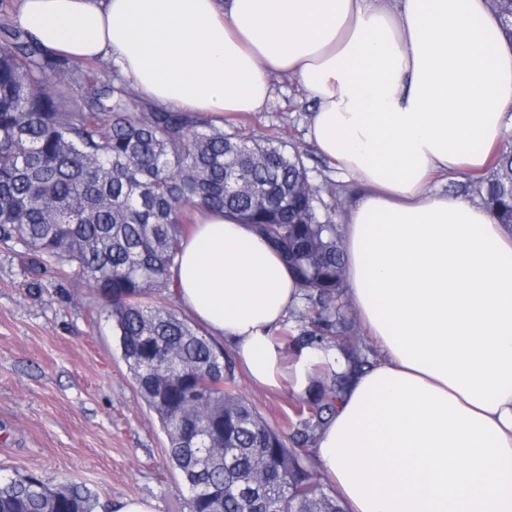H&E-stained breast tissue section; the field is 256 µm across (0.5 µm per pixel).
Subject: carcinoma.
<instances>
[{
    "mask_svg": "<svg viewBox=\"0 0 512 512\" xmlns=\"http://www.w3.org/2000/svg\"><path fill=\"white\" fill-rule=\"evenodd\" d=\"M512 39V0H492ZM80 86L66 97L56 80ZM307 154L274 138L228 133L211 115L174 112L139 97L94 61L48 53L0 16V244L23 271L54 265L96 292L137 392L169 442L189 512H344L309 462L318 432L351 377L376 352L352 320L331 206ZM267 203L224 182L227 165ZM461 192L512 225V152ZM226 210L280 252L303 292L285 329L289 346L344 350L294 408L291 436L235 393L224 351L168 305L171 269L199 208ZM0 512H94L91 492L36 474L0 479Z\"/></svg>",
    "mask_w": 512,
    "mask_h": 512,
    "instance_id": "cac0c4a2",
    "label": "carcinoma"
}]
</instances>
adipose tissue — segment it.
Listing matches in <instances>:
<instances>
[{
  "instance_id": "adipose-tissue-1",
  "label": "adipose tissue",
  "mask_w": 512,
  "mask_h": 512,
  "mask_svg": "<svg viewBox=\"0 0 512 512\" xmlns=\"http://www.w3.org/2000/svg\"><path fill=\"white\" fill-rule=\"evenodd\" d=\"M50 51L101 58L162 108L263 111L272 76L313 102L308 138L350 189L347 297L378 356L320 432L345 512H512V226L440 188L486 169L512 121V42L485 0H21ZM175 302L252 380L306 394L273 333L300 302L269 244L196 214Z\"/></svg>"
}]
</instances>
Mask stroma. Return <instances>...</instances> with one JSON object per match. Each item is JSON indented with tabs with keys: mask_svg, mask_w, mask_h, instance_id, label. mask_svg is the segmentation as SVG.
Wrapping results in <instances>:
<instances>
[{
	"mask_svg": "<svg viewBox=\"0 0 512 512\" xmlns=\"http://www.w3.org/2000/svg\"><path fill=\"white\" fill-rule=\"evenodd\" d=\"M271 84L269 107L225 120V131L277 137L307 153L312 176L329 174L306 137L310 102L287 79ZM95 305L93 289L52 268L27 277L19 258L0 247V476L35 472L53 484H83L96 512L130 496L155 500L158 512H187L188 489L168 461V438ZM232 387L288 432L299 401L292 388L256 385L239 367Z\"/></svg>",
	"mask_w": 512,
	"mask_h": 512,
	"instance_id": "stroma-1",
	"label": "stroma"
}]
</instances>
